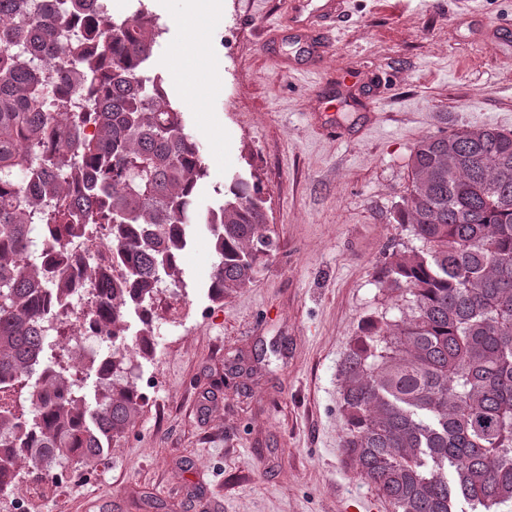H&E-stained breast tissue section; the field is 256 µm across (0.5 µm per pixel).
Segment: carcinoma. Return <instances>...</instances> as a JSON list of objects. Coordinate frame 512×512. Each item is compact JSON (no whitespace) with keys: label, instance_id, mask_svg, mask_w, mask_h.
<instances>
[{"label":"carcinoma","instance_id":"obj_1","mask_svg":"<svg viewBox=\"0 0 512 512\" xmlns=\"http://www.w3.org/2000/svg\"><path fill=\"white\" fill-rule=\"evenodd\" d=\"M58 2L62 16L40 0H0V387L37 399L22 412L0 402V493L21 459L91 464L125 434L143 401L119 350L125 315L146 327L147 350L155 285L180 273L191 226L212 232L216 299L252 284L275 250L254 179H232L218 208L200 209L201 146L162 79L141 76L152 16L109 36L89 0ZM399 223L421 247L379 283L407 305L397 321H371L344 359L343 452L392 512H497L512 503V133L462 127L420 141ZM88 234L105 248L92 264L70 247ZM69 269L99 288L112 338L93 410L66 347L46 343L73 339L56 314V300L74 299Z\"/></svg>","mask_w":512,"mask_h":512}]
</instances>
